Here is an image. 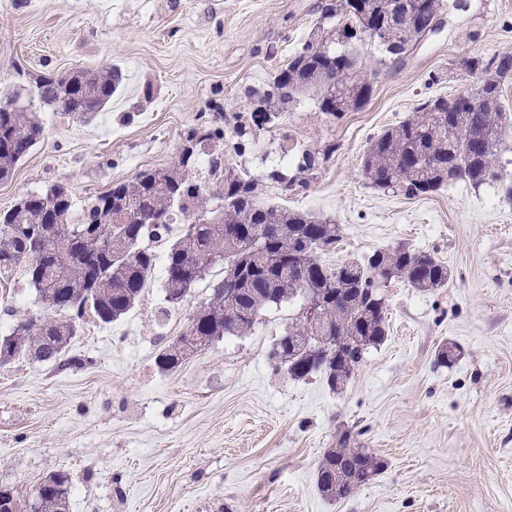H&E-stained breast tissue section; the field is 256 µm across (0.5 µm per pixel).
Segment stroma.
Instances as JSON below:
<instances>
[{
	"mask_svg": "<svg viewBox=\"0 0 512 512\" xmlns=\"http://www.w3.org/2000/svg\"><path fill=\"white\" fill-rule=\"evenodd\" d=\"M441 24L402 60L379 66L369 102L329 123L306 99L284 129L262 132L253 174L280 162L283 132L333 151L307 187L264 180L262 202L340 224L329 267L404 243L447 264V287L386 288L387 337L346 389L292 379L271 359L293 315L263 312L173 373L155 363L224 276L223 266L177 307L164 301L169 239L139 302L120 320L88 319L68 353L83 366L24 358L0 365V485L27 493L47 473L72 478L69 512H512V200L458 183L420 198L371 187L370 138L421 100L456 96L474 78L468 57L512 54V0H443ZM321 0H0V94L44 74L115 66L122 84L91 122L38 107L44 139L0 181V211L67 185L84 207L113 183L168 166L181 133L244 111L245 92L271 81L319 16ZM24 272L0 294V332L40 312ZM460 348L438 366L442 344ZM350 431L387 467L354 496L316 489L324 452Z\"/></svg>",
	"mask_w": 512,
	"mask_h": 512,
	"instance_id": "obj_1",
	"label": "stroma"
}]
</instances>
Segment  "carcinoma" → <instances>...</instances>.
Instances as JSON below:
<instances>
[{
  "instance_id": "1",
  "label": "carcinoma",
  "mask_w": 512,
  "mask_h": 512,
  "mask_svg": "<svg viewBox=\"0 0 512 512\" xmlns=\"http://www.w3.org/2000/svg\"><path fill=\"white\" fill-rule=\"evenodd\" d=\"M441 0H415L413 10L383 30L360 24L357 0L320 5L319 17L301 48L272 81L247 92L246 112L232 127L193 126L184 130L174 160L147 168L97 194L72 219L74 203L67 188L53 184L20 198L0 211V287L9 289L14 274L25 268L38 302L54 315H31L0 336V365L16 357L34 362L79 366L65 357L80 322L92 316L111 323L139 300L156 267L145 240L159 241L177 220L187 230L165 258L163 290L175 306L215 265L234 266L232 295L217 283L186 331L168 341L156 357L164 371L178 368L189 353L225 336H239L255 325L263 311L283 303L295 306L288 331L275 358L297 379L318 374L333 392L347 387L367 350L387 336V304L379 288L398 281L420 292L448 285V266L423 251L398 244L356 257L334 268L319 254L336 248L340 225L310 214L259 202L260 179L224 160L227 146L237 156L264 130L280 125L307 97L329 123L369 99L371 79L359 54L341 43V29L358 26L356 38L383 51L380 63L399 60L425 38L424 22ZM463 68L477 77L453 101L443 97L418 103L412 115L369 143L362 174L372 187L407 198L427 196L458 182L474 188L495 186L512 199V174L498 163V149L512 114L501 102L502 87L512 82V55L489 60L468 57ZM122 73L85 70L81 74H48L29 96L57 112L87 121L112 101ZM44 137L32 104L0 112V180ZM333 152L304 149L296 173L273 168L267 179L285 190L306 187ZM320 301L319 320L299 315L309 298ZM460 349L443 344L436 356L451 367ZM386 462L342 433L320 462L316 488L332 501L347 499L368 485ZM70 474L54 471L21 496L0 487V501L11 512H69Z\"/></svg>"
}]
</instances>
